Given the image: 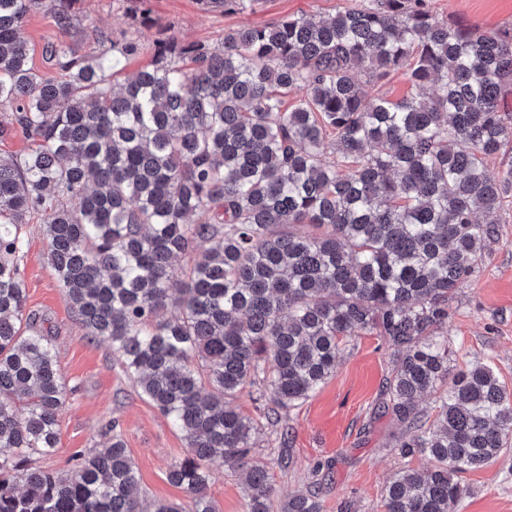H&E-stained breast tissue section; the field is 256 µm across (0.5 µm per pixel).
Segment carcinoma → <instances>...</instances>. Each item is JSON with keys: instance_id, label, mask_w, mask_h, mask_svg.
Returning <instances> with one entry per match:
<instances>
[{"instance_id": "cac0c4a2", "label": "carcinoma", "mask_w": 512, "mask_h": 512, "mask_svg": "<svg viewBox=\"0 0 512 512\" xmlns=\"http://www.w3.org/2000/svg\"><path fill=\"white\" fill-rule=\"evenodd\" d=\"M76 2L0 0V107L12 109L0 138L18 127L34 144L0 156V512H144L114 426L69 476L29 463L54 453L67 397L26 309L34 218L84 335L112 346L189 449L167 472L188 504L151 512H216L215 459L246 473L247 512H275L256 434L287 447L281 411L336 372L357 330L396 356L382 408L405 464L383 512H460L458 476L512 444V390L494 366L448 367L449 301L498 242L512 192L511 168L487 171L512 144L499 106L512 28L439 21L428 0H355L328 18L231 29L212 47L160 40L118 85L139 44L100 29L98 50L81 51L67 41ZM41 7L59 34L43 47L52 75L21 37ZM399 72L416 94H367ZM266 390L274 406L255 417L232 406ZM416 456L430 466L411 467ZM281 512H323L319 491Z\"/></svg>"}]
</instances>
